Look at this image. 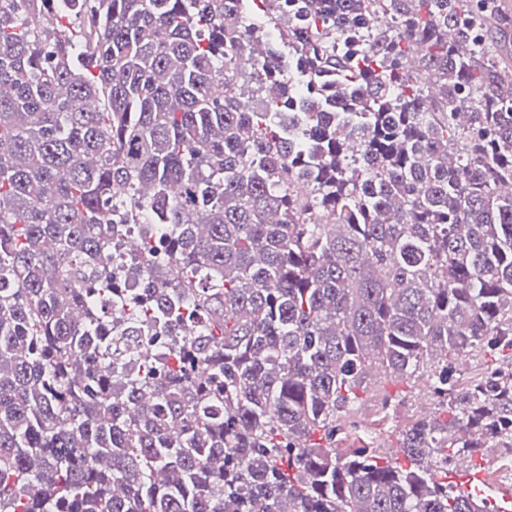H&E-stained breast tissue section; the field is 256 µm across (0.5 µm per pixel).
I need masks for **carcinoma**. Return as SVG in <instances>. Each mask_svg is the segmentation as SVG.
Returning a JSON list of instances; mask_svg holds the SVG:
<instances>
[{
  "label": "carcinoma",
  "mask_w": 512,
  "mask_h": 512,
  "mask_svg": "<svg viewBox=\"0 0 512 512\" xmlns=\"http://www.w3.org/2000/svg\"><path fill=\"white\" fill-rule=\"evenodd\" d=\"M504 24L0 0V512H512L449 478L512 452V360L456 367L512 351ZM424 378L394 454L336 448Z\"/></svg>",
  "instance_id": "cac0c4a2"
}]
</instances>
